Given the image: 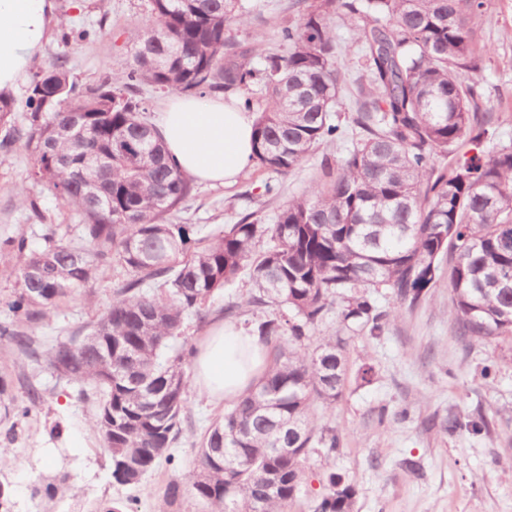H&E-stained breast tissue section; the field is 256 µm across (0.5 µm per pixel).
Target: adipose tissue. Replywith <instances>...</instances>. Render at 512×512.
<instances>
[{
    "instance_id": "ef3b65f1",
    "label": "adipose tissue",
    "mask_w": 512,
    "mask_h": 512,
    "mask_svg": "<svg viewBox=\"0 0 512 512\" xmlns=\"http://www.w3.org/2000/svg\"><path fill=\"white\" fill-rule=\"evenodd\" d=\"M54 24V0H0V92L30 72ZM154 124L181 171L197 182L222 185L252 164L255 116L235 101L173 95ZM266 366L257 336L221 321L197 344L193 360L197 383L218 402L248 392Z\"/></svg>"
}]
</instances>
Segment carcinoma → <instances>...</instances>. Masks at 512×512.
Wrapping results in <instances>:
<instances>
[{
  "instance_id": "obj_1",
  "label": "carcinoma",
  "mask_w": 512,
  "mask_h": 512,
  "mask_svg": "<svg viewBox=\"0 0 512 512\" xmlns=\"http://www.w3.org/2000/svg\"><path fill=\"white\" fill-rule=\"evenodd\" d=\"M147 2L121 75L82 85L63 56L37 65L20 122L12 120L15 100L0 96V150H31L32 179L80 220L73 239L45 225L38 252L23 235L3 242L17 263L0 275L19 288L4 302L12 317L0 321V344L96 389L90 427L112 479L138 484L174 461L171 448L188 421L195 347L171 352L169 341L185 318L204 322L213 298L248 270L252 291L243 305L274 357L250 393L201 433L186 484L204 512H290L308 456L328 461L340 447L336 429L318 415L341 397L346 347L422 302L444 254L454 255L448 288L459 337L483 345L512 339V146L479 151L494 117L479 83L463 77L488 52L476 36L486 0H303L274 34L287 53L265 55L259 68L253 58L261 48L232 35L249 24L237 0ZM335 17L353 27L365 51L356 146L339 159L323 155L319 177L275 223L247 213L191 249V225L171 216L192 183L143 119L141 86L201 97L260 87L266 104L255 121L253 162L286 174L342 136ZM74 112L84 121L67 133ZM468 145L476 154L458 155ZM262 239L268 246L257 253ZM114 261L127 278L90 325L99 344L73 336L43 347L32 328L63 299H89L87 285ZM35 270L44 275L30 277ZM381 289L398 307L380 309L371 293ZM332 311L334 331L318 335ZM67 489L68 475L53 470L36 493L51 501ZM355 505L353 485L331 472L310 509L354 512Z\"/></svg>"
}]
</instances>
